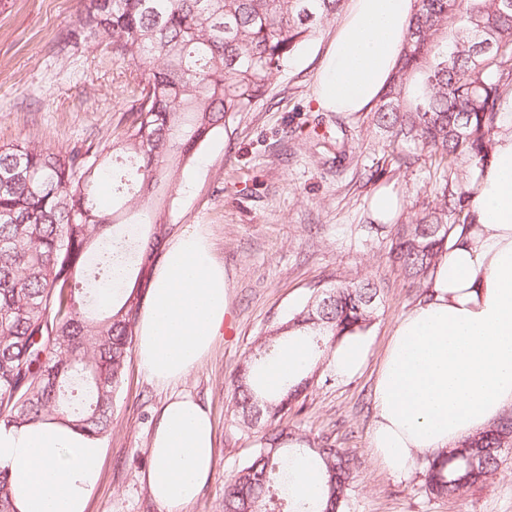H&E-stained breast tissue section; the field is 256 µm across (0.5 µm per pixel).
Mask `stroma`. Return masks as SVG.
I'll list each match as a JSON object with an SVG mask.
<instances>
[{"label":"stroma","mask_w":512,"mask_h":512,"mask_svg":"<svg viewBox=\"0 0 512 512\" xmlns=\"http://www.w3.org/2000/svg\"><path fill=\"white\" fill-rule=\"evenodd\" d=\"M82 8L83 0H0V146L25 140L64 150L81 140L108 144L121 131L129 65L100 40L70 38ZM335 29L332 21L320 27L275 74L269 93L234 115L191 166L175 173L173 232L208 225L229 282L227 328L192 373L169 385L128 357L88 512H161L145 475L161 409L177 395L209 407L216 428L213 476L185 512H222L225 485L257 447L230 406L234 378L256 339L301 309L313 291L365 279L380 288L366 331V368L342 379L320 370L289 427L331 437L346 450L354 475L346 512H512V447L504 449L493 480L451 499L426 495V458L398 479L370 453L383 349L422 292L388 261V231L378 228L371 201L388 192L400 203L399 215L422 214L439 201V178L419 148H411L410 165L388 161L389 137L372 112L318 109L316 82ZM377 168L382 176L368 181L367 171Z\"/></svg>","instance_id":"1"}]
</instances>
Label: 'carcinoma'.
<instances>
[{
  "label": "carcinoma",
  "instance_id": "carcinoma-1",
  "mask_svg": "<svg viewBox=\"0 0 512 512\" xmlns=\"http://www.w3.org/2000/svg\"><path fill=\"white\" fill-rule=\"evenodd\" d=\"M343 0H85L76 29L132 67L126 123L109 145L55 151L0 147V421L65 420L99 437L112 427L153 267L171 233V173L227 120L266 95L282 64ZM512 0H416L400 63L373 120L391 160L427 150L440 173L437 207L391 225L388 258L428 281L455 229L469 223L466 180L492 149L512 102ZM458 21L453 39L448 21ZM112 197L103 202L97 183ZM379 289L367 280L318 291L255 347L233 383L234 415L259 448L224 489V512H346L351 459L328 437L305 440L283 419L306 398L318 367L263 391L258 370L282 341L303 336L330 354L373 321ZM512 447V415L427 456L425 492L454 498L488 482ZM310 461L323 477L312 501L288 490ZM0 512H14L0 470Z\"/></svg>",
  "mask_w": 512,
  "mask_h": 512
}]
</instances>
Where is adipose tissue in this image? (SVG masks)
<instances>
[{"instance_id": "obj_1", "label": "adipose tissue", "mask_w": 512, "mask_h": 512, "mask_svg": "<svg viewBox=\"0 0 512 512\" xmlns=\"http://www.w3.org/2000/svg\"><path fill=\"white\" fill-rule=\"evenodd\" d=\"M416 10L415 0H348L321 65L319 106L365 112L394 72ZM493 150L467 189L471 221L441 250L423 298L393 326L378 367L370 448L392 475L405 477L427 451H441L482 431L512 407V112L499 116ZM228 307L224 267L206 225L193 224L168 243L138 321L136 355L161 384L183 379L210 352ZM369 344L342 340L329 366L359 372ZM310 354L294 338L263 381L278 386L304 373ZM145 475L164 512L198 498L216 463L208 407L182 396L162 408ZM98 438L62 420L0 422V469L15 512H87L98 487Z\"/></svg>"}]
</instances>
